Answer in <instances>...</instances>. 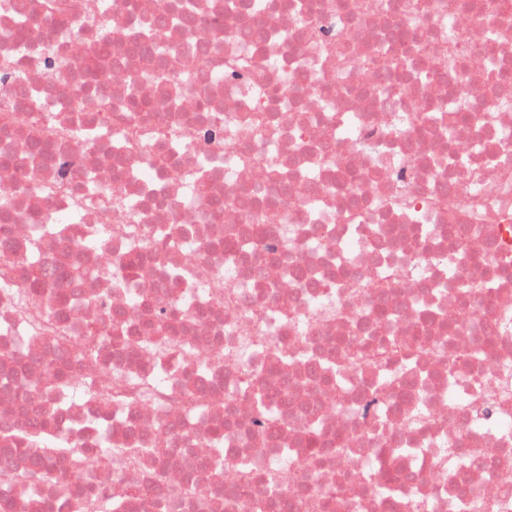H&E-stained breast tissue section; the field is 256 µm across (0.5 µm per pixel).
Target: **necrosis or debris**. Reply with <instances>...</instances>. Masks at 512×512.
<instances>
[{
  "instance_id": "4bbe7bcc",
  "label": "necrosis or debris",
  "mask_w": 512,
  "mask_h": 512,
  "mask_svg": "<svg viewBox=\"0 0 512 512\" xmlns=\"http://www.w3.org/2000/svg\"><path fill=\"white\" fill-rule=\"evenodd\" d=\"M97 3L0 0V349L44 381L0 383V427L87 448L45 465L138 486L135 512H457L469 487L512 512V0ZM45 224L50 329L22 295ZM87 323L111 369L73 346ZM364 339L404 352L356 370Z\"/></svg>"
}]
</instances>
